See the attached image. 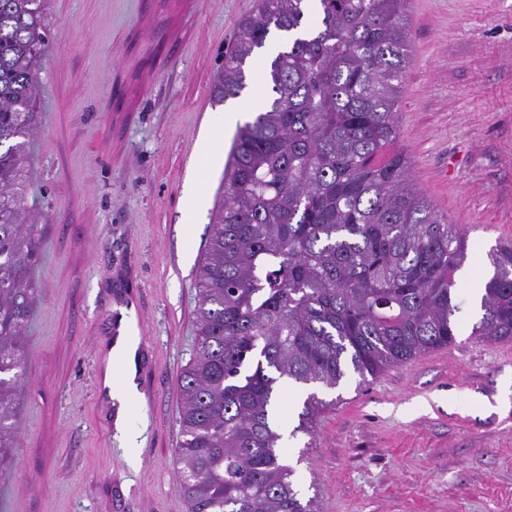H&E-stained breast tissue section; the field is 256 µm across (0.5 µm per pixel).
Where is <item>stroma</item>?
Returning a JSON list of instances; mask_svg holds the SVG:
<instances>
[{
	"mask_svg": "<svg viewBox=\"0 0 512 512\" xmlns=\"http://www.w3.org/2000/svg\"><path fill=\"white\" fill-rule=\"evenodd\" d=\"M257 0H49L26 199L41 216L28 278V365L0 512H188L174 466L179 376L195 346L196 271L245 103L264 104V55L216 95L224 54ZM412 58L394 150L414 187L468 237L454 344L340 386L287 387L283 430L308 394L312 434L284 444L321 512H512V340L471 334L475 283L512 241V0H411ZM207 137L214 154L199 153ZM206 204L184 241V191ZM141 291L130 465L97 399L100 354L123 295Z\"/></svg>",
	"mask_w": 512,
	"mask_h": 512,
	"instance_id": "stroma-1",
	"label": "stroma"
}]
</instances>
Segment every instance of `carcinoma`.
I'll use <instances>...</instances> for the list:
<instances>
[{
  "instance_id": "cac0c4a2",
  "label": "carcinoma",
  "mask_w": 512,
  "mask_h": 512,
  "mask_svg": "<svg viewBox=\"0 0 512 512\" xmlns=\"http://www.w3.org/2000/svg\"><path fill=\"white\" fill-rule=\"evenodd\" d=\"M409 0H259L224 55L220 98L279 35L268 104L239 128L198 267L195 350L180 376L175 466L188 512H318L285 463L280 389L367 380L455 342L468 239L392 149L411 62ZM47 0H0V461L36 289L37 214L24 201L38 127ZM471 335L512 340V243L491 255ZM324 402L309 396L291 436Z\"/></svg>"
}]
</instances>
